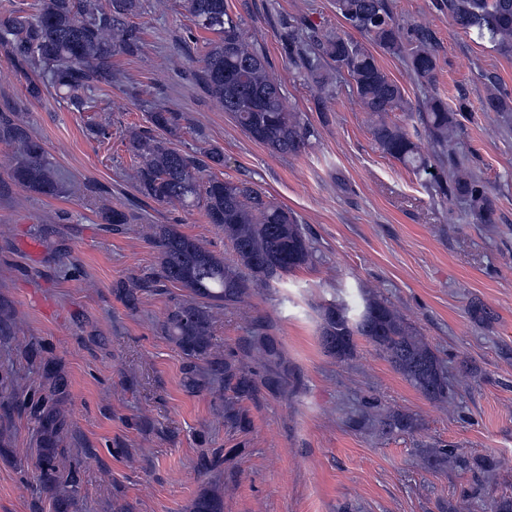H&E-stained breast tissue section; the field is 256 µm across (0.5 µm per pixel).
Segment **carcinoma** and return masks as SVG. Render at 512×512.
<instances>
[{
  "mask_svg": "<svg viewBox=\"0 0 512 512\" xmlns=\"http://www.w3.org/2000/svg\"><path fill=\"white\" fill-rule=\"evenodd\" d=\"M183 2L198 28L217 35L201 59L211 97L271 153L299 155L314 130L300 113L287 111L282 84L269 74L262 51L247 43L240 21L227 11L225 0ZM447 5L458 30L477 35L500 53L512 54V0H447ZM138 7L139 0H108L106 8L97 6V0H39L33 15H0V48L19 69L41 71L80 111L88 107L89 92L112 84V57L138 50L139 33L124 22ZM334 7L352 30L402 59L413 79L427 90L417 120L435 145L434 156H425L406 129L388 119L392 112L410 111V104L402 86L386 74L361 41L349 33L289 32L290 43L322 93L331 96L326 66L346 72L379 149L415 170H424L432 162L448 165L443 187L448 201L463 204L476 224L496 223L491 188L462 171V161L453 148L457 120L435 92L437 57L431 43L423 36L405 37L387 0H334ZM485 107L500 113L506 122L512 120V98L494 88ZM179 120L177 112L151 114L152 124L165 130L177 129ZM0 140L19 155L12 169L15 181L41 194L61 193L45 149L25 127L0 120ZM127 148L137 160L135 179L144 195L172 207L202 208L208 223L224 232L234 250L233 262L227 263L175 225L157 226L159 276L186 292L185 299L172 304L163 326L165 335L185 355L184 386L200 392L222 379L235 399H249L257 390V379L238 369L215 341L213 309L240 302L251 284L270 288L312 264L315 254L305 227L288 208L275 204L249 183L210 174L212 167L224 165V154L217 149L205 151L204 162L145 131L131 132ZM357 336L373 344L425 398L448 397V381L438 356L419 338L417 328L385 302L370 299L355 317L340 302L322 307L319 340L328 353L339 359L352 355ZM63 393L64 385L53 381L39 408L38 480L55 500L57 512L76 507L68 490L73 479L64 477L55 448L63 421L52 401ZM224 425L245 431L250 420L246 413L226 406ZM193 512H223L222 500L203 495L194 502Z\"/></svg>",
  "mask_w": 512,
  "mask_h": 512,
  "instance_id": "cac0c4a2",
  "label": "carcinoma"
}]
</instances>
